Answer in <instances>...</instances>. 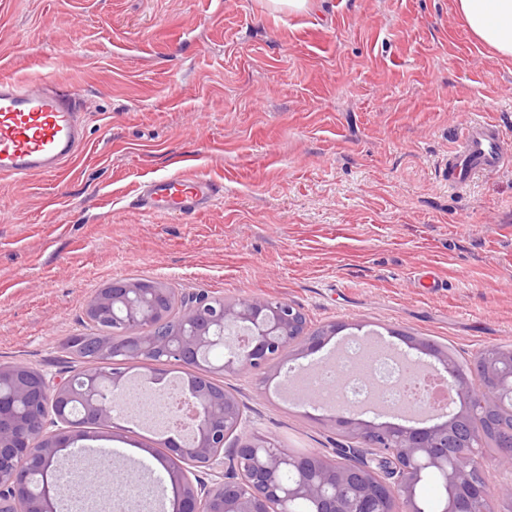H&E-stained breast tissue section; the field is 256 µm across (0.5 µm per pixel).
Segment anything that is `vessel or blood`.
<instances>
[{"mask_svg":"<svg viewBox=\"0 0 512 512\" xmlns=\"http://www.w3.org/2000/svg\"><path fill=\"white\" fill-rule=\"evenodd\" d=\"M84 102L75 91L46 77L0 79V178L59 172L85 138ZM512 166V139L498 124L466 122L448 159V182L466 185L475 175ZM217 187L184 171L148 181L135 207L148 215L192 216L208 209Z\"/></svg>","mask_w":512,"mask_h":512,"instance_id":"1","label":"vessel or blood"}]
</instances>
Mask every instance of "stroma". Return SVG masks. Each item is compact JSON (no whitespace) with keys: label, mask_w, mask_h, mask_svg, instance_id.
<instances>
[{"label":"stroma","mask_w":512,"mask_h":512,"mask_svg":"<svg viewBox=\"0 0 512 512\" xmlns=\"http://www.w3.org/2000/svg\"><path fill=\"white\" fill-rule=\"evenodd\" d=\"M0 70L86 101V142L60 172L0 179V364L48 378L79 364L63 341L113 281L295 303L356 329L418 336L472 360L512 346V168L448 188V153L478 118L512 138V61L454 0H0ZM190 171L222 188L189 218L131 202ZM218 373L245 433L298 453L346 445L334 412L276 397L286 366ZM121 463L154 464L153 427L96 430Z\"/></svg>","instance_id":"obj_1"}]
</instances>
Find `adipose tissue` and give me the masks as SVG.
<instances>
[{
    "mask_svg": "<svg viewBox=\"0 0 512 512\" xmlns=\"http://www.w3.org/2000/svg\"><path fill=\"white\" fill-rule=\"evenodd\" d=\"M470 34L497 59L512 60V0H454Z\"/></svg>",
    "mask_w": 512,
    "mask_h": 512,
    "instance_id": "1",
    "label": "adipose tissue"
}]
</instances>
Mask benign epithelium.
I'll list each match as a JSON object with an SVG mask.
<instances>
[{"label": "benign epithelium", "instance_id": "1", "mask_svg": "<svg viewBox=\"0 0 512 512\" xmlns=\"http://www.w3.org/2000/svg\"><path fill=\"white\" fill-rule=\"evenodd\" d=\"M180 307L183 324L150 336L137 332L145 318L164 322ZM94 319L110 318L128 327L122 346L104 337L83 366L72 375L52 380L24 364L0 366V388H11L26 411L14 416L0 399V512H57L58 488L50 484L18 506L27 484L28 468L44 472L70 465L62 454L72 432L68 409L78 403L85 419L106 426L112 406L101 387L123 389L117 367L135 364L151 374L157 366L178 363L188 369L189 391L201 420L188 441L167 440L166 471L172 488V512H290L288 504L309 500L314 512H419L415 487L426 469L442 468L448 455L459 462L444 471L449 489L443 512H486L490 495L484 462L466 448L485 439L497 448L499 465L512 468V348L491 346L460 368L448 350L417 336L404 337L415 355L433 358L447 377L452 398L442 421L424 427L345 420L347 436L356 447L342 448L341 464L316 454L294 453L262 436H241L245 420L239 398L226 390L217 394L202 372L245 373L263 369L274 359L298 351L320 350L341 325L315 330L290 301L255 298L231 302L205 293L179 296L161 282L117 281L100 289L87 307ZM235 332L247 341L220 365L206 366L203 353L224 345V334ZM112 355V361L105 360Z\"/></svg>", "mask_w": 512, "mask_h": 512}]
</instances>
